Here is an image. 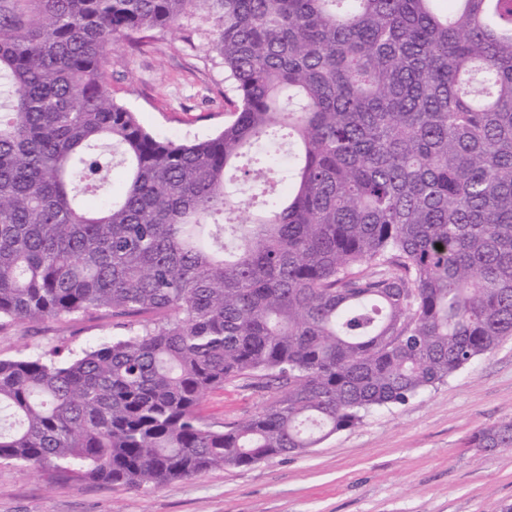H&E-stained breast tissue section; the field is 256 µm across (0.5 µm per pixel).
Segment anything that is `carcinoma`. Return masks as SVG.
Masks as SVG:
<instances>
[{
    "mask_svg": "<svg viewBox=\"0 0 512 512\" xmlns=\"http://www.w3.org/2000/svg\"><path fill=\"white\" fill-rule=\"evenodd\" d=\"M217 15L226 112L178 143L112 50ZM259 183L258 207L230 189ZM442 249H437L436 245ZM140 329L0 359V462L158 488L302 454L512 337V0H0V325ZM270 394L215 429L203 397ZM473 448H512V421Z\"/></svg>",
    "mask_w": 512,
    "mask_h": 512,
    "instance_id": "cac0c4a2",
    "label": "carcinoma"
}]
</instances>
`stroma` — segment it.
<instances>
[{"label":"stroma","mask_w":512,"mask_h":512,"mask_svg":"<svg viewBox=\"0 0 512 512\" xmlns=\"http://www.w3.org/2000/svg\"><path fill=\"white\" fill-rule=\"evenodd\" d=\"M217 23L206 12L147 44L119 45L107 67L114 98L159 137L191 140L224 125V64ZM107 314L0 326V358L59 349L71 357L128 335ZM267 403L263 393L226 385L201 403L205 423H238ZM512 419V338L402 405L309 452L250 467H224L155 489L73 484L0 463V512H504L512 505V448L479 451L478 430Z\"/></svg>","instance_id":"35a3bbf8"}]
</instances>
